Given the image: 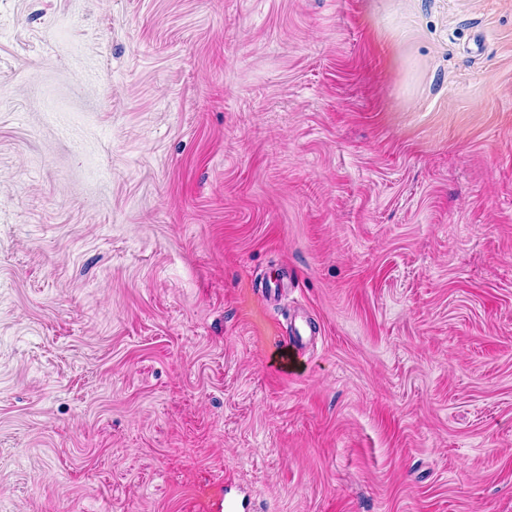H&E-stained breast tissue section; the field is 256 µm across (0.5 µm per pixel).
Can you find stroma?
Listing matches in <instances>:
<instances>
[{
  "label": "stroma",
  "mask_w": 512,
  "mask_h": 512,
  "mask_svg": "<svg viewBox=\"0 0 512 512\" xmlns=\"http://www.w3.org/2000/svg\"><path fill=\"white\" fill-rule=\"evenodd\" d=\"M228 482L512 512V0H0V512Z\"/></svg>",
  "instance_id": "35a3bbf8"
}]
</instances>
